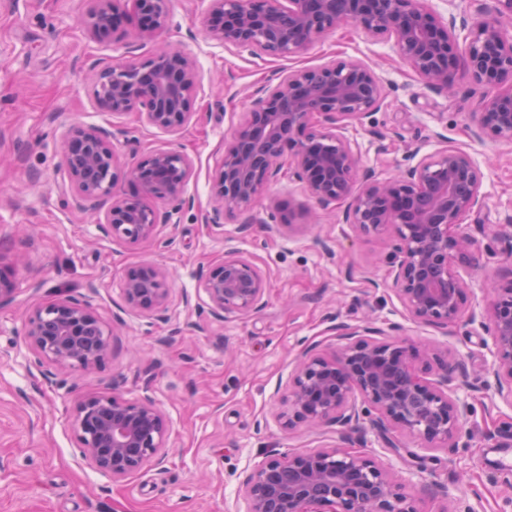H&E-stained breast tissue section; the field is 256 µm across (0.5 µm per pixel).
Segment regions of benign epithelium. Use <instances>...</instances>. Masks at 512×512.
I'll use <instances>...</instances> for the list:
<instances>
[{
  "mask_svg": "<svg viewBox=\"0 0 512 512\" xmlns=\"http://www.w3.org/2000/svg\"><path fill=\"white\" fill-rule=\"evenodd\" d=\"M81 20L89 37L117 29L118 16L132 5L141 21L138 40L155 42L169 19V0H89ZM495 14L468 30L466 69L477 83L512 81V0H495ZM209 38L226 48L255 55L290 56L323 34L354 24L370 36L393 42L402 61L431 90L451 91L460 33L456 21L440 20L425 0H209ZM200 80L195 58L158 48L146 62L99 63L94 94L114 115L136 112L141 122L175 133L192 117ZM385 100L382 81L357 59L275 75L253 96L230 139L214 177L213 205L202 223L219 225L244 213L268 189L288 159V173L320 206L345 205L344 220L361 233H390L393 251L391 290L415 323L448 327L466 311L472 285L462 269L477 267L482 252L463 231V221L485 206L482 174L460 147L444 146L378 180L361 166L356 144L341 133L346 121H360ZM473 136L491 135L512 143V86L485 96L471 113ZM107 130L74 127L63 138L58 188L81 212L91 216L102 236L135 244L159 239L160 230L193 204L188 195L191 158L175 149H159L122 165ZM126 180L167 202L160 213L141 205L138 195L115 194ZM272 201L263 231L281 237L294 225ZM512 257V224L489 227ZM18 285L0 267V307L10 304ZM207 313L214 319L250 316L265 306L267 280L238 250L209 269L200 283ZM125 307L167 321L172 288L158 265L125 270ZM491 356L497 394L512 402V278L494 286L479 314ZM330 330L342 342L329 355L308 345L282 398L285 424L333 428L344 447L315 452L273 453L254 467L240 487L246 512H417L400 492L388 468L350 447L361 417L386 447L396 448L394 430L406 431L428 448L460 436L470 400L485 384L471 376L448 352L415 346L373 321H339ZM23 336L33 363L47 384L55 372H90L112 350V331L97 316L90 297H61L28 312ZM143 395L93 392L80 398L71 422L80 456L95 471L121 480L166 457L170 423L149 394L153 366L141 373ZM361 396L369 408L355 402Z\"/></svg>",
  "mask_w": 512,
  "mask_h": 512,
  "instance_id": "obj_1",
  "label": "benign epithelium"
}]
</instances>
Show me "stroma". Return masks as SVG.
I'll use <instances>...</instances> for the list:
<instances>
[{
  "mask_svg": "<svg viewBox=\"0 0 512 512\" xmlns=\"http://www.w3.org/2000/svg\"><path fill=\"white\" fill-rule=\"evenodd\" d=\"M87 7V0H0V264L24 260L15 274V298L0 308V512H245L239 485L268 454L338 443L333 431L289 429L274 418L303 344L339 350L329 330L334 317L399 325L408 341L458 353L472 376L487 377L491 357L479 326L443 329L408 320L394 293L382 286L392 239L354 231L344 224L341 206L311 205L287 175L251 205L257 223L250 234L240 233L235 219L219 226L201 221L213 201L224 142L251 94L276 73L352 58L371 65L385 87L384 104L344 131L363 166L382 179L409 164L414 149L426 154L462 147L484 175L481 222L505 223L512 217V144L474 138L468 120L485 86L458 68L455 94L430 90L390 41L352 25L288 57L227 49L206 33L208 0H171L162 39L196 57L201 80L190 122L169 134L143 125L134 112L112 116L96 99L93 62H142L153 46L130 42L131 23L120 34L90 39L81 27ZM89 125L112 132L124 162L159 148L191 157L194 207L179 223L163 227L161 241L101 239L90 217L58 191L62 137L71 127ZM385 139L395 148L381 157L377 148ZM272 200L311 206L315 224L300 222L289 234L266 239L259 221ZM325 238L334 256L322 251ZM487 246L468 294L471 309L488 302L492 281L512 277V258L500 254L495 241ZM231 248L252 257L267 275L266 305L247 318L209 320L198 332L195 324L206 307L200 279ZM149 263L171 276L164 323L128 312L123 301L125 269ZM92 283L99 289L93 306L116 329L117 341L99 368L58 373L62 390L48 388L26 349L23 319L59 296L83 297ZM148 361L155 364L151 394L171 424L169 448L161 464L115 481L82 460L70 417L87 393L139 397L138 376ZM510 420L512 406L490 392L473 401L456 447L424 448L403 434V449L395 454L365 426L362 450L402 478L418 512H512V469L502 466L512 458Z\"/></svg>",
  "mask_w": 512,
  "mask_h": 512,
  "instance_id": "35a3bbf8",
  "label": "stroma"
}]
</instances>
